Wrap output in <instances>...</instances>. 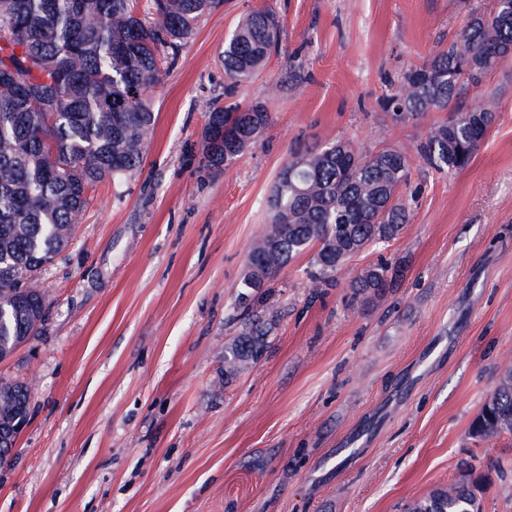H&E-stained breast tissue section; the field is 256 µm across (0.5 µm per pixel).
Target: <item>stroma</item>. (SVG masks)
<instances>
[{
	"label": "stroma",
	"instance_id": "35a3bbf8",
	"mask_svg": "<svg viewBox=\"0 0 512 512\" xmlns=\"http://www.w3.org/2000/svg\"><path fill=\"white\" fill-rule=\"evenodd\" d=\"M268 7L277 51L236 100L261 140L203 158L223 100L224 40ZM462 0H219L153 92L140 169L89 190L69 246L38 275V335L0 361L32 384L0 465V512H403L462 468L488 473L482 512H512V436H468L512 365V58L472 95L496 120L470 166L428 169L417 144L447 113L395 122L378 104L464 26ZM353 139L411 154L402 234L309 281L312 254L270 283L279 318L258 363L224 376V346L267 199L296 142ZM385 258L374 307L348 285Z\"/></svg>",
	"mask_w": 512,
	"mask_h": 512
}]
</instances>
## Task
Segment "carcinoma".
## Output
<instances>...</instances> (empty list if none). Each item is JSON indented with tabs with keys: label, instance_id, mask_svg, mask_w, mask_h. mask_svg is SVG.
<instances>
[{
	"label": "carcinoma",
	"instance_id": "carcinoma-1",
	"mask_svg": "<svg viewBox=\"0 0 512 512\" xmlns=\"http://www.w3.org/2000/svg\"><path fill=\"white\" fill-rule=\"evenodd\" d=\"M214 0H0V360L36 336L46 316L38 273L71 242L88 205V190L117 183L143 161L154 122L153 89L160 61L182 50ZM282 26L270 8L246 13L224 43V97H235L277 48ZM512 56V0H493L468 21L448 48L415 65L382 107L396 120L434 110L451 117L433 127L417 153L435 171L457 174L470 163L494 113L461 100L468 85ZM206 130L233 128L216 146L205 136L204 158L221 168L256 144L270 122L259 105L207 106ZM406 153L366 154L352 141L304 145L281 167L267 200L273 219L253 244L234 310L240 334L225 348L224 378L257 362L276 324L274 311L256 312L267 283L288 262L316 249L310 280L336 285L337 270L370 246L394 239L409 223L399 195L408 180ZM399 269L379 262L349 284L362 306L395 287ZM30 388L0 385V464L17 425L27 419ZM512 434V367L470 425L473 439ZM481 477L471 469L446 487L411 501L406 512H481Z\"/></svg>",
	"mask_w": 512,
	"mask_h": 512
}]
</instances>
